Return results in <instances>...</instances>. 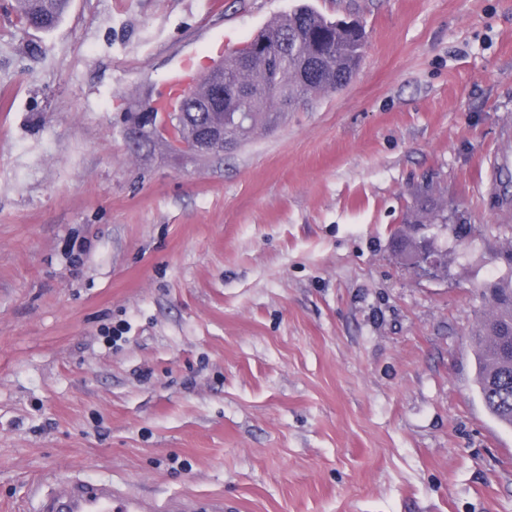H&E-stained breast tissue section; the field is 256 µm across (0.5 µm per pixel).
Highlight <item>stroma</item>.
I'll list each match as a JSON object with an SVG mask.
<instances>
[{
    "mask_svg": "<svg viewBox=\"0 0 512 512\" xmlns=\"http://www.w3.org/2000/svg\"><path fill=\"white\" fill-rule=\"evenodd\" d=\"M295 0H0V512L109 479L224 512H512L470 329L512 224V0H312L359 69L224 155L134 113ZM448 272L392 252L416 200ZM119 329L121 339L108 338ZM23 20L34 21L40 30L53 29L65 15L70 0H23ZM158 112H139L134 115V131L131 136V143L134 148L140 147L143 137L145 136V128L149 127L150 132L155 131L157 125Z\"/></svg>",
    "mask_w": 512,
    "mask_h": 512,
    "instance_id": "35a3bbf8",
    "label": "stroma"
}]
</instances>
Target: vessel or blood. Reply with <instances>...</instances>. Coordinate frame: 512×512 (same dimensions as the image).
<instances>
[{
  "label": "vessel or blood",
  "instance_id": "1",
  "mask_svg": "<svg viewBox=\"0 0 512 512\" xmlns=\"http://www.w3.org/2000/svg\"><path fill=\"white\" fill-rule=\"evenodd\" d=\"M192 86L190 73L171 76L159 100L161 109L177 104ZM39 512H224V501L211 499L202 504L187 497L159 501L131 494L108 479L69 478L53 483Z\"/></svg>",
  "mask_w": 512,
  "mask_h": 512
}]
</instances>
